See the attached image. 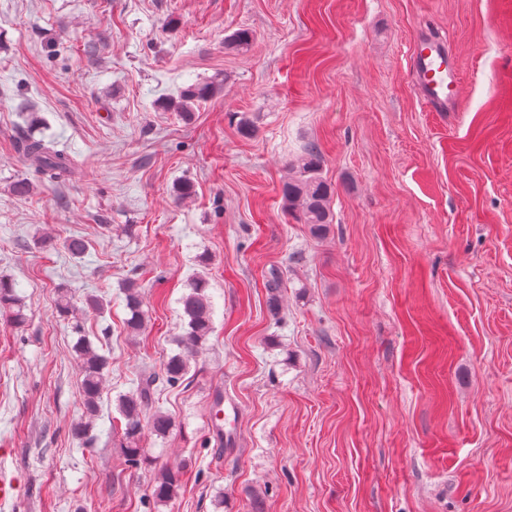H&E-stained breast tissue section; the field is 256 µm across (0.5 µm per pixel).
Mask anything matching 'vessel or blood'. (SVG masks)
<instances>
[{
  "mask_svg": "<svg viewBox=\"0 0 512 512\" xmlns=\"http://www.w3.org/2000/svg\"><path fill=\"white\" fill-rule=\"evenodd\" d=\"M409 73L429 111H456L459 76L448 67V48L442 41L432 37L418 38L410 56ZM211 408V438L219 445H235L237 431L224 428V416L226 412L235 411V403L226 400L223 389L217 388L211 394Z\"/></svg>",
  "mask_w": 512,
  "mask_h": 512,
  "instance_id": "vessel-or-blood-1",
  "label": "vessel or blood"
}]
</instances>
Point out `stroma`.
I'll use <instances>...</instances> for the list:
<instances>
[{"label": "stroma", "mask_w": 512, "mask_h": 512, "mask_svg": "<svg viewBox=\"0 0 512 512\" xmlns=\"http://www.w3.org/2000/svg\"><path fill=\"white\" fill-rule=\"evenodd\" d=\"M240 28L251 48L226 49ZM425 28L456 62V111H427L409 75ZM212 79L191 120L157 105ZM44 134L69 176L18 153ZM310 144L334 189L322 236L281 200ZM198 276L214 330L158 395L172 432L144 433L129 467L116 400L176 352ZM0 278L26 316L0 313V474L18 488L0 512H512V0H0ZM82 335L108 359L89 446L69 432ZM218 386L240 411L220 455ZM126 308L128 318L126 319V328L130 335H137L143 328L145 314L143 310L144 296L136 282H128L124 289ZM212 414L210 419V437L213 438L217 446L222 444L226 447L234 446L237 442V430H224V416L226 409L230 411L234 417L239 414L238 407L234 402L224 398V390L216 388L211 394ZM181 466H166L162 468L154 479L153 497L156 501L165 502L174 498L182 485Z\"/></svg>", "instance_id": "35a3bbf8"}]
</instances>
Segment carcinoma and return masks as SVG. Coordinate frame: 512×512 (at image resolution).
I'll return each mask as SVG.
<instances>
[{
	"label": "carcinoma",
	"mask_w": 512,
	"mask_h": 512,
	"mask_svg": "<svg viewBox=\"0 0 512 512\" xmlns=\"http://www.w3.org/2000/svg\"><path fill=\"white\" fill-rule=\"evenodd\" d=\"M252 31L242 28L235 31L225 46L244 52L253 42ZM221 84L214 81L194 83L180 90L177 97L164 100L163 107L192 118V105L206 101L218 94ZM18 150L42 174L59 179L72 172L74 159L67 147L55 139L45 140L26 137L18 143ZM321 155L318 148L309 145L292 174L282 183L283 208L302 224L309 226L311 233L321 236L332 223L330 210L333 187L321 176ZM208 284L197 280L190 292L181 299L183 317L187 320L185 336L180 339L181 351L167 357L161 375L150 373L139 379L137 387L119 396L117 411L123 420L121 436L122 451L129 466L141 462L139 442L145 431L164 437L173 427L171 416L154 407L158 383L169 387L181 385L190 371V361L195 358L203 342L213 331V304L207 293ZM128 318L126 328L130 335L138 334L145 322L144 296L136 282H128L124 289ZM81 362L79 388L83 397V417L71 425V435L82 440L91 430L98 416L104 390L105 358L89 344L77 348ZM183 471L180 466L162 468L154 479L153 497L159 502L174 498L182 485Z\"/></svg>",
	"instance_id": "1"
}]
</instances>
